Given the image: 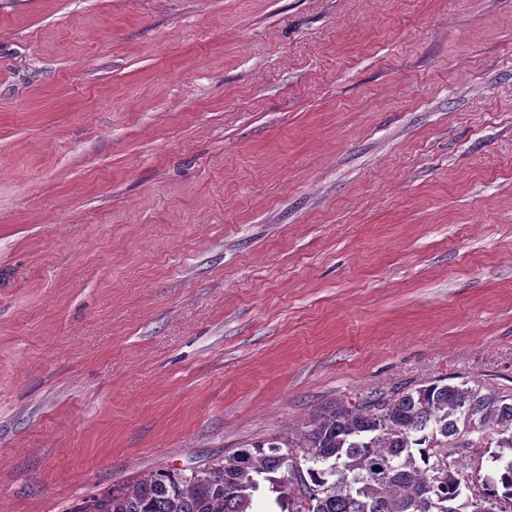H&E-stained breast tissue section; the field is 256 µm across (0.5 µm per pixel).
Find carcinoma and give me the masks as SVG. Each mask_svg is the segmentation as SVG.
<instances>
[{
  "label": "carcinoma",
  "instance_id": "1",
  "mask_svg": "<svg viewBox=\"0 0 512 512\" xmlns=\"http://www.w3.org/2000/svg\"><path fill=\"white\" fill-rule=\"evenodd\" d=\"M465 448L485 449V469L449 460ZM264 483L282 512H512V392L444 375L337 402L286 449L254 442L157 471L76 512H248Z\"/></svg>",
  "mask_w": 512,
  "mask_h": 512
}]
</instances>
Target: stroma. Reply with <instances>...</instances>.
<instances>
[{
	"label": "stroma",
	"instance_id": "stroma-1",
	"mask_svg": "<svg viewBox=\"0 0 512 512\" xmlns=\"http://www.w3.org/2000/svg\"><path fill=\"white\" fill-rule=\"evenodd\" d=\"M446 374L512 389V0H0V512Z\"/></svg>",
	"mask_w": 512,
	"mask_h": 512
}]
</instances>
